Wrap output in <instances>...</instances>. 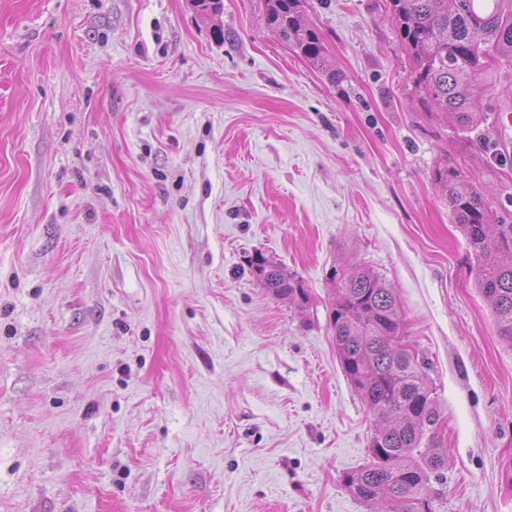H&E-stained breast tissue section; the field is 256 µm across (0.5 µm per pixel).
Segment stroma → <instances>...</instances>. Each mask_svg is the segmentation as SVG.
Returning a JSON list of instances; mask_svg holds the SVG:
<instances>
[{"instance_id": "stroma-1", "label": "stroma", "mask_w": 512, "mask_h": 512, "mask_svg": "<svg viewBox=\"0 0 512 512\" xmlns=\"http://www.w3.org/2000/svg\"><path fill=\"white\" fill-rule=\"evenodd\" d=\"M306 18L341 81L262 0H224L220 40L190 0H0V512H369L328 321L355 266L426 361L435 512H512V347L432 181L512 212V130L465 143L422 106L386 0ZM250 265L258 284L274 298L298 306L307 303L309 295L302 280L271 264L260 254L250 260Z\"/></svg>"}]
</instances>
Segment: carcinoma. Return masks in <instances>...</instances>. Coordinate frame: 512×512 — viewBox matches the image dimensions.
<instances>
[{"instance_id": "carcinoma-1", "label": "carcinoma", "mask_w": 512, "mask_h": 512, "mask_svg": "<svg viewBox=\"0 0 512 512\" xmlns=\"http://www.w3.org/2000/svg\"><path fill=\"white\" fill-rule=\"evenodd\" d=\"M267 26L296 54L323 68L326 47L304 14L307 0H264ZM410 76L423 102L449 117L463 133L487 123L480 100L497 83L512 87V0H388ZM454 223L479 262L477 287L499 336L512 347V224L491 210L456 167L436 170ZM258 284L278 300L302 306V280L258 254L250 260ZM333 332L347 382L368 406L374 433L368 459L343 485L371 512H433L431 476L447 462L440 442L427 436L440 411L424 361L406 359L389 337L404 331L397 295L377 274L354 267L333 271Z\"/></svg>"}]
</instances>
